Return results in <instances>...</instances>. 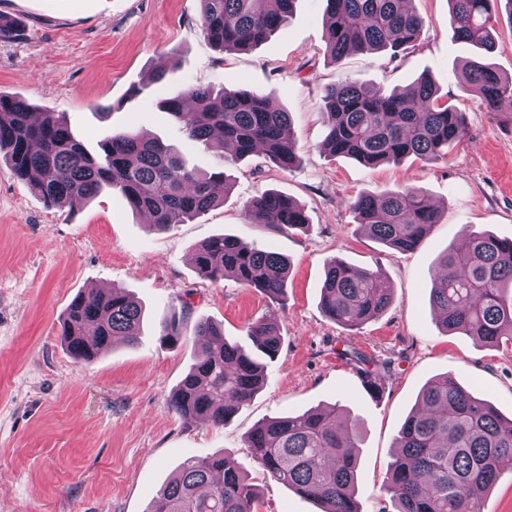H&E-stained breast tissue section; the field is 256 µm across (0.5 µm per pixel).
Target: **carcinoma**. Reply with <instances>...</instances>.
<instances>
[{
    "instance_id": "1",
    "label": "carcinoma",
    "mask_w": 512,
    "mask_h": 512,
    "mask_svg": "<svg viewBox=\"0 0 512 512\" xmlns=\"http://www.w3.org/2000/svg\"><path fill=\"white\" fill-rule=\"evenodd\" d=\"M326 2L330 55L336 63L353 52L396 55L420 37L423 20L414 0ZM200 3L209 41L222 52H247L287 22L295 0ZM503 7L512 21V0H448L452 37L492 50ZM465 90L490 112L512 111V76L479 57L465 61ZM322 103L323 148L368 167L410 156L445 159L448 145L467 134L464 114L438 101L427 76L389 94L341 81L324 89ZM162 105L191 141L229 145L239 161L260 148L283 170L296 162V144L285 135L289 113L247 89L189 86ZM98 148V155L88 153L62 115L43 112L35 119L25 100L0 93V163L53 206L90 199L106 186L119 191L134 211L149 213L152 230L166 232L221 202L216 187L224 184V174L187 168L179 153L156 137L127 132L101 140ZM351 209L365 234L403 252L418 248L438 222L432 201L415 187L361 194ZM245 212L284 230L308 224L301 205L277 192L248 202ZM463 232L467 250L443 255V273L432 282V306L447 332L485 344L512 342V239L466 227ZM194 264L213 281L231 276L273 298L286 292L288 260L235 236L218 235L200 244ZM393 302V288L381 269L357 270L339 257L326 262L321 308L337 325L355 329ZM142 319L141 305L121 290L82 292L67 308L62 340L75 359L91 361L116 336L138 342ZM198 333L209 341L170 405L187 423L224 426L263 387V359L273 358L281 346L279 322L268 314L252 323L249 347L227 340L224 329L211 322L199 324ZM368 363L356 357L358 376L376 396L386 378ZM339 418L336 407L269 417L252 431L248 447L272 480L318 502L321 512H359V434L353 424L339 426ZM505 472H512V419L447 373L422 390L420 408L403 423L385 492L395 512H483L489 490ZM255 498L247 475L225 455L190 457L148 512H254Z\"/></svg>"
}]
</instances>
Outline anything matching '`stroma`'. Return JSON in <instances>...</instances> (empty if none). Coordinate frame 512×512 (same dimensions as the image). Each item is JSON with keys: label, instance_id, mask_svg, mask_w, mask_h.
Masks as SVG:
<instances>
[{"label": "stroma", "instance_id": "stroma-1", "mask_svg": "<svg viewBox=\"0 0 512 512\" xmlns=\"http://www.w3.org/2000/svg\"><path fill=\"white\" fill-rule=\"evenodd\" d=\"M414 5L425 22L414 47L336 63L327 53L326 0H296L288 22L246 53L211 45L199 0H0V15L16 27L0 37V93L62 113L89 152L108 135L141 131L173 145L188 167L223 173L230 186L223 204L155 232L112 188L50 206L0 166V512H148L185 459L215 453L233 458L256 486L254 512H320L271 480L245 440L266 418L337 404L360 431V512H394L387 465L430 381L453 374L512 418V344L445 333L429 300L441 255L461 246L464 226L512 238V112L486 111L463 90L471 52L448 32L447 0ZM158 68L165 79L145 84ZM423 75L442 104L466 116L467 134L447 159L370 168L322 150L326 86L348 80L387 94ZM190 85L249 89L289 112L295 167L281 170L260 154L235 162L187 140L160 104ZM102 105L109 114L99 113ZM408 186L438 209L421 246L398 252L357 233L350 204L358 195ZM270 190L304 207L305 229L282 232L246 216V203ZM221 234L289 260L280 301L197 272L195 247ZM334 256L380 267L392 306L353 330L327 318L321 287ZM112 287L142 304L143 336L77 361L61 339L66 310L78 293ZM271 313L282 343L265 363L263 388L227 425L184 423L170 398L205 344L197 324H222L226 338L244 344L249 324ZM170 319L181 338L164 345L160 324ZM354 350L386 363L381 398L346 360Z\"/></svg>", "mask_w": 512, "mask_h": 512}]
</instances>
